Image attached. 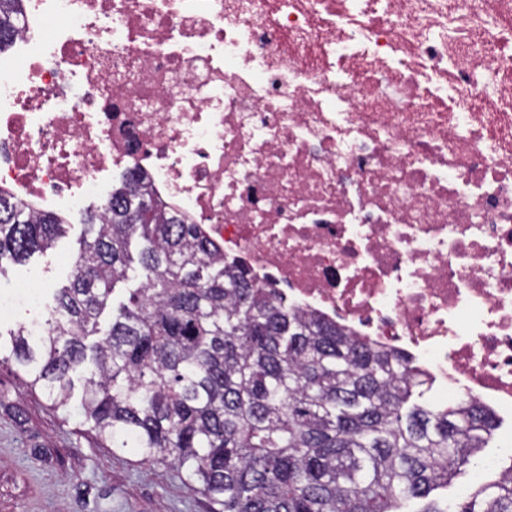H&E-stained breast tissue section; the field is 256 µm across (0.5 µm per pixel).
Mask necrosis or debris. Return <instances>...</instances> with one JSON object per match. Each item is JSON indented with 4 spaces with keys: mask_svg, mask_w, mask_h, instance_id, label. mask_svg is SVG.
Masks as SVG:
<instances>
[{
    "mask_svg": "<svg viewBox=\"0 0 512 512\" xmlns=\"http://www.w3.org/2000/svg\"><path fill=\"white\" fill-rule=\"evenodd\" d=\"M133 169L255 286L512 414V0H23L0 188Z\"/></svg>",
    "mask_w": 512,
    "mask_h": 512,
    "instance_id": "1",
    "label": "necrosis or debris"
}]
</instances>
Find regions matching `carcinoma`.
<instances>
[{"mask_svg": "<svg viewBox=\"0 0 512 512\" xmlns=\"http://www.w3.org/2000/svg\"><path fill=\"white\" fill-rule=\"evenodd\" d=\"M19 2L0 0V51ZM64 233L60 214L33 216L0 189V264ZM135 261L142 285L103 333L99 317ZM9 362L56 410L81 388L86 432L174 468L208 512H404L472 464L497 427L473 399L414 401L427 376L406 354L255 287L196 225L159 207L136 172L112 190L103 223L88 215L45 327L0 337ZM420 512H512V466L452 506Z\"/></svg>", "mask_w": 512, "mask_h": 512, "instance_id": "cac0c4a2", "label": "carcinoma"}]
</instances>
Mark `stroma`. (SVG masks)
I'll return each mask as SVG.
<instances>
[{
	"label": "stroma",
	"mask_w": 512,
	"mask_h": 512,
	"mask_svg": "<svg viewBox=\"0 0 512 512\" xmlns=\"http://www.w3.org/2000/svg\"><path fill=\"white\" fill-rule=\"evenodd\" d=\"M97 209L92 201L70 212L65 234L47 252L0 265V299L12 301L22 281L38 289L37 303L13 304L0 315L1 333L48 316L57 288L73 270L86 214ZM28 381L14 365H0V512H207L203 496L174 469L143 465L129 452L101 447L80 432L77 412L52 409ZM497 422L479 453L482 473L466 468L435 490L434 499L456 501L477 480H493L496 468L512 464L505 450L512 416L498 415Z\"/></svg>",
	"instance_id": "obj_1"
}]
</instances>
